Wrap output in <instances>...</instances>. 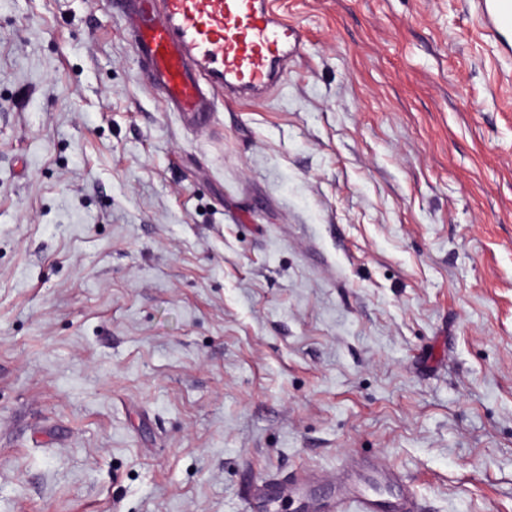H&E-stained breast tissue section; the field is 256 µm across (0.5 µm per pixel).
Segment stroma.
<instances>
[{"label": "stroma", "instance_id": "1", "mask_svg": "<svg viewBox=\"0 0 512 512\" xmlns=\"http://www.w3.org/2000/svg\"><path fill=\"white\" fill-rule=\"evenodd\" d=\"M469 0H275L167 111L114 0H0V512H248L402 473L512 512V56Z\"/></svg>", "mask_w": 512, "mask_h": 512}]
</instances>
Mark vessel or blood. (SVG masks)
<instances>
[{
    "mask_svg": "<svg viewBox=\"0 0 512 512\" xmlns=\"http://www.w3.org/2000/svg\"><path fill=\"white\" fill-rule=\"evenodd\" d=\"M480 22L512 53V0H472ZM118 18L132 50L169 111L192 123L216 110L215 89L263 93L282 79L303 49L297 27L284 23L267 0H119ZM322 512H418L398 490L385 502L349 481L346 492L321 503Z\"/></svg>",
    "mask_w": 512,
    "mask_h": 512,
    "instance_id": "1",
    "label": "vessel or blood"
}]
</instances>
